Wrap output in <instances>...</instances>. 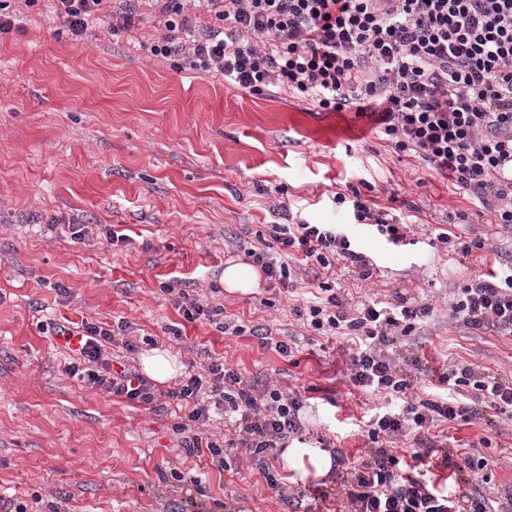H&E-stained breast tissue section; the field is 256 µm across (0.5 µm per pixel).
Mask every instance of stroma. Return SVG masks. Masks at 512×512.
<instances>
[{"label": "stroma", "mask_w": 512, "mask_h": 512, "mask_svg": "<svg viewBox=\"0 0 512 512\" xmlns=\"http://www.w3.org/2000/svg\"><path fill=\"white\" fill-rule=\"evenodd\" d=\"M12 22L0 36V497L36 502L38 512H165L181 499L164 486L162 463L202 480L209 512H293L269 494L263 476L231 457L217 468L209 453L183 458L173 430L183 410L153 411L106 397L64 374V339L38 322L89 320L111 328L130 322L143 343L135 360L161 352L176 366L157 383L174 388L191 365L221 360L245 380L298 389L305 443L362 455L356 425L381 400L352 392L335 338L304 328L292 312L317 287L299 274L292 289L259 279L249 292L224 286L227 264H247L240 244L282 246L268 234L274 209L290 223L336 224L368 262L338 276L353 302L392 301L395 292L432 304L434 317L397 350L417 365L424 390L453 358L489 373L512 371V344L459 332L448 320L455 288L474 278L493 251L512 252V235L451 180L422 161L395 153L375 117L326 111L279 92L259 96L222 79L181 69L179 58L153 56L164 33L142 5L133 28L112 32L100 17L72 36L49 0L29 7L7 0ZM360 188L411 227L410 244H392L355 220L336 191ZM461 211L467 223L449 225ZM60 218L51 226V218ZM78 219L96 235L76 243L62 228ZM122 234L109 243L107 228ZM453 231L480 248L461 256L438 243ZM180 279L191 297L224 307L245 334L186 322L161 284ZM68 296L58 294V287ZM179 324L182 335L165 328ZM295 336L293 355L262 346L249 330ZM440 441L478 448L491 459L490 485L512 492V406L487 407L468 422L441 423Z\"/></svg>", "instance_id": "35a3bbf8"}]
</instances>
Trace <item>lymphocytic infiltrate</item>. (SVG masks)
Listing matches in <instances>:
<instances>
[{
  "mask_svg": "<svg viewBox=\"0 0 512 512\" xmlns=\"http://www.w3.org/2000/svg\"><path fill=\"white\" fill-rule=\"evenodd\" d=\"M165 29L150 52L180 57L195 71L214 74L250 93L279 90L319 108L378 115L380 133L395 152L425 162L468 191L512 230V0H148ZM203 7L209 23L191 20V4ZM55 12L80 37L98 16L130 28L135 0H56ZM265 37L264 50L252 40ZM351 204L355 217L371 221L394 244L408 234L406 224L371 208L360 192L335 193ZM283 249L300 251L324 273L318 291L296 315L321 336H346L351 345L345 376L356 390L385 396L366 422V448L356 461L337 452L342 465L338 494L348 512H512V494L493 496L476 487L459 491L455 477L484 469L485 458L471 452L451 457L430 438L432 427L480 417L483 404L512 405V378L477 371L449 360L439 372L432 397L412 396V362L401 361L394 345L433 314L431 304L396 294L394 302L350 304L334 278L340 261L364 267L347 234L332 224L269 225ZM179 314L200 319L238 336L244 326L225 319L220 304L191 298L179 282L164 283ZM450 317L462 331L488 332L512 341V261L471 279L453 294ZM121 320L106 329L82 321L52 334L77 339L76 356L64 373L86 387L142 404H156V386L130 366L114 368L111 345L137 349ZM187 413L175 430L181 451L192 457L208 451L225 466V449L241 451L262 474L275 499L292 504L302 494L280 481L272 462L288 438L302 434L299 391L256 389L241 374L213 361L186 373L167 393ZM224 415L223 440H203L213 411ZM414 440L409 455L394 444ZM449 469L444 481L434 469Z\"/></svg>",
  "mask_w": 512,
  "mask_h": 512,
  "instance_id": "1",
  "label": "lymphocytic infiltrate"
}]
</instances>
